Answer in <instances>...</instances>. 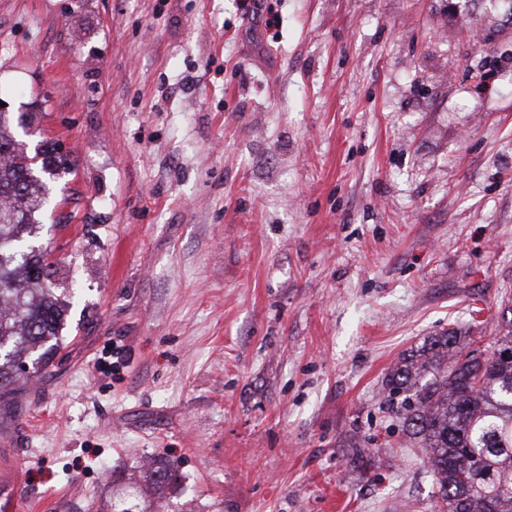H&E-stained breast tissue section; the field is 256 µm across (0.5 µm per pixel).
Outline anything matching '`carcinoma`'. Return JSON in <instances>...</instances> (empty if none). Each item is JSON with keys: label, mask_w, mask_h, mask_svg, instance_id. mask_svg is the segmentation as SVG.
Listing matches in <instances>:
<instances>
[{"label": "carcinoma", "mask_w": 512, "mask_h": 512, "mask_svg": "<svg viewBox=\"0 0 512 512\" xmlns=\"http://www.w3.org/2000/svg\"><path fill=\"white\" fill-rule=\"evenodd\" d=\"M30 113L0 110V400L22 376L47 367L57 352L67 303L40 281L47 251L39 217L47 182L68 172L56 143L30 154L16 129ZM448 331L400 358L386 383L398 395L404 430L422 449L438 488L441 512H512V331L488 354ZM177 481L168 463L139 470L110 512H168L166 490Z\"/></svg>", "instance_id": "obj_1"}]
</instances>
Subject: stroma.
I'll return each instance as SVG.
<instances>
[{
  "label": "stroma",
  "instance_id": "stroma-1",
  "mask_svg": "<svg viewBox=\"0 0 512 512\" xmlns=\"http://www.w3.org/2000/svg\"><path fill=\"white\" fill-rule=\"evenodd\" d=\"M0 99L76 162L61 349L0 403L19 512H104L159 460L171 512H436L383 389L428 337L512 331V22L0 0Z\"/></svg>",
  "mask_w": 512,
  "mask_h": 512
}]
</instances>
